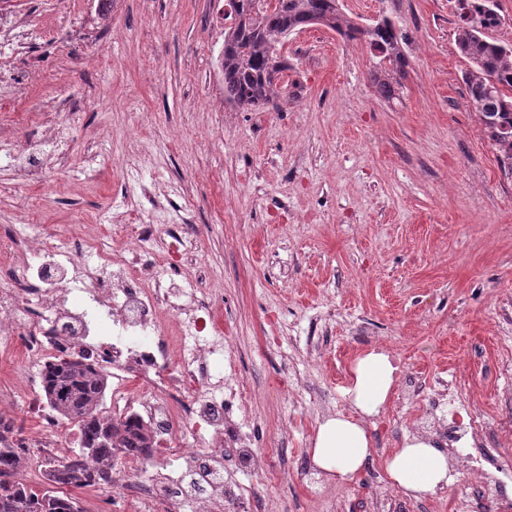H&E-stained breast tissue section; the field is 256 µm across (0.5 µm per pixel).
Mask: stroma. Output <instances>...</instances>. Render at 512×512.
I'll return each instance as SVG.
<instances>
[{
    "label": "stroma",
    "mask_w": 512,
    "mask_h": 512,
    "mask_svg": "<svg viewBox=\"0 0 512 512\" xmlns=\"http://www.w3.org/2000/svg\"><path fill=\"white\" fill-rule=\"evenodd\" d=\"M63 4L77 40H47ZM30 15L25 97L0 110L19 147L62 128L67 160L39 184L0 170V235L30 243L62 231L123 246L116 213L140 203L149 224L190 221L197 264L180 283L216 288L226 354L219 382L238 390V421L257 437L261 512H377L384 458L420 432L422 397L456 385L489 423L477 448L512 466V175L467 104L455 0H339L366 26L389 18L408 76L376 97L366 42L312 25L282 38L283 110L240 111L220 91L228 23L219 0H14ZM397 350L404 367L384 411L365 418L378 452L351 482L327 480L310 448L357 356ZM17 337L0 332V416L16 440L45 432L32 413Z\"/></svg>",
    "instance_id": "obj_1"
}]
</instances>
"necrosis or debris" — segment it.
<instances>
[{
  "label": "necrosis or debris",
  "mask_w": 512,
  "mask_h": 512,
  "mask_svg": "<svg viewBox=\"0 0 512 512\" xmlns=\"http://www.w3.org/2000/svg\"><path fill=\"white\" fill-rule=\"evenodd\" d=\"M135 250H99L96 262L82 256L83 246L61 247L55 237L44 238L32 257L16 254L25 236L21 228L0 239V253L14 266L0 280V312L8 314L23 345L26 360L39 368L33 386H41L42 368L55 358L85 354L104 373L115 371L143 381L141 391L118 390L113 407L121 418L132 419L156 432L151 455L117 454L112 483L141 512L168 505L175 512L193 505L204 512H255L256 489L228 487L225 474L251 466L252 455L237 422L241 397L237 390L220 395L208 385L223 359L220 348L193 345L201 334L217 336L223 329L214 316L209 295L177 288L187 264L196 262L193 239L178 237L175 256L165 265L149 258L147 245L156 229L132 227ZM106 332L109 340L90 343ZM176 364H169L170 351ZM200 437L197 448L171 450L175 435ZM177 452L184 465L179 472L154 470L155 461ZM455 458L470 461L480 473L485 499L495 504L499 488L512 471L499 461L470 448L454 449Z\"/></svg>",
  "instance_id": "1"
}]
</instances>
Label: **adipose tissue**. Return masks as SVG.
I'll list each match as a JSON object with an SVG mask.
<instances>
[{"instance_id":"ef3b65f1","label":"adipose tissue","mask_w":512,"mask_h":512,"mask_svg":"<svg viewBox=\"0 0 512 512\" xmlns=\"http://www.w3.org/2000/svg\"><path fill=\"white\" fill-rule=\"evenodd\" d=\"M396 368L390 356L371 350L354 363L344 390L353 414L336 413L318 427L311 456L314 465L337 484L351 482L376 454L364 418L378 415L395 383ZM388 481L406 497L420 499L446 487L448 456L438 447L437 434L407 435L384 460Z\"/></svg>"}]
</instances>
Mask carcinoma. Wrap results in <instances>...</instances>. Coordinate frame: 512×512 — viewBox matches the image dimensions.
Masks as SVG:
<instances>
[{
  "mask_svg": "<svg viewBox=\"0 0 512 512\" xmlns=\"http://www.w3.org/2000/svg\"><path fill=\"white\" fill-rule=\"evenodd\" d=\"M464 23L458 45L468 63L464 73L470 106L478 113L499 160L512 175V52L491 40L498 14L493 0H456ZM239 24L224 33V101L235 108L276 110L288 103L281 95L279 74L288 70L278 54L280 39L309 25H323L347 41L364 40L379 61L370 83L384 100L394 97L408 75L402 38L393 23L383 18L369 27L356 25L338 7V0H276L273 10L264 0H241ZM108 383L104 374L76 356L59 358L46 368L43 399L60 421L79 431V448L49 470L51 484L93 487L112 484V454H129L152 447L149 429L122 419L100 415ZM12 422L0 416V512H79L76 501L46 490L38 493L21 478L23 457L11 446Z\"/></svg>",
  "mask_w": 512,
  "mask_h": 512,
  "instance_id": "carcinoma-1",
  "label": "carcinoma"
}]
</instances>
